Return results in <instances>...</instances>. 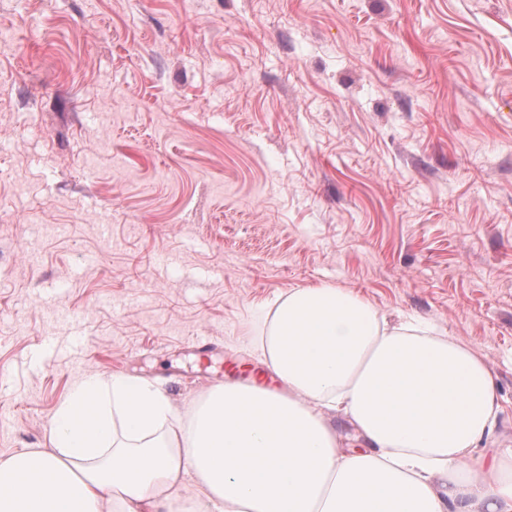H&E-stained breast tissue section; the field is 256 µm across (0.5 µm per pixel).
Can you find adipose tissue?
Instances as JSON below:
<instances>
[{"instance_id":"1","label":"adipose tissue","mask_w":512,"mask_h":512,"mask_svg":"<svg viewBox=\"0 0 512 512\" xmlns=\"http://www.w3.org/2000/svg\"><path fill=\"white\" fill-rule=\"evenodd\" d=\"M260 309L249 378L187 404L76 382L45 446L0 460V512H512V440L469 343L330 285Z\"/></svg>"}]
</instances>
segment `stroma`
<instances>
[{"label": "stroma", "instance_id": "obj_1", "mask_svg": "<svg viewBox=\"0 0 512 512\" xmlns=\"http://www.w3.org/2000/svg\"><path fill=\"white\" fill-rule=\"evenodd\" d=\"M0 459L91 374L174 401L258 305L467 341L512 438V0H0Z\"/></svg>", "mask_w": 512, "mask_h": 512}]
</instances>
